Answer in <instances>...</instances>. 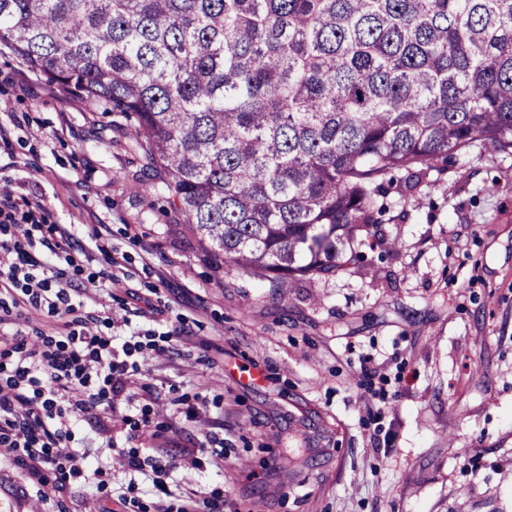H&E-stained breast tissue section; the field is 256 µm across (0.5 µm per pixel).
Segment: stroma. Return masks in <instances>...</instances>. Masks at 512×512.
Returning a JSON list of instances; mask_svg holds the SVG:
<instances>
[{
	"instance_id": "obj_1",
	"label": "stroma",
	"mask_w": 512,
	"mask_h": 512,
	"mask_svg": "<svg viewBox=\"0 0 512 512\" xmlns=\"http://www.w3.org/2000/svg\"><path fill=\"white\" fill-rule=\"evenodd\" d=\"M123 122L0 55V185L34 173L23 191L56 223L109 225L131 283L163 287L197 335L223 339L222 365L159 360L152 375H197L223 394V415L177 439L223 425L226 512H512V157L488 145L449 156L415 198L387 197L388 221L334 275L271 288L212 256L165 189L143 191ZM395 352L417 375L377 451L358 424L360 358ZM251 368L255 388L238 377ZM271 447L281 465H267ZM474 454L481 469L464 472Z\"/></svg>"
}]
</instances>
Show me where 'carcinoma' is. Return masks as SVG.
<instances>
[{"mask_svg":"<svg viewBox=\"0 0 512 512\" xmlns=\"http://www.w3.org/2000/svg\"><path fill=\"white\" fill-rule=\"evenodd\" d=\"M133 119L145 178L272 288L341 267L379 197L512 156V0H0V47Z\"/></svg>","mask_w":512,"mask_h":512,"instance_id":"1","label":"carcinoma"}]
</instances>
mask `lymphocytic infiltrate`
<instances>
[{"mask_svg":"<svg viewBox=\"0 0 512 512\" xmlns=\"http://www.w3.org/2000/svg\"><path fill=\"white\" fill-rule=\"evenodd\" d=\"M80 230L45 223L30 200L0 186V467L20 474L31 512H74L86 497L100 512H224L223 483L186 494L175 482L179 469L204 475L223 465V428L190 448L172 439L202 410L223 412V395L182 382L160 410L150 368L197 350L215 366L223 347L197 336L159 289L119 278L123 259L108 253L106 225ZM93 249L105 253V269L78 264ZM407 368L403 359L395 376L366 372L359 423L373 438L385 430L384 412L369 404L387 401L389 381H407ZM94 436L110 462L90 445ZM118 471L126 484L115 485Z\"/></svg>","mask_w":512,"mask_h":512,"instance_id":"1","label":"lymphocytic infiltrate"}]
</instances>
